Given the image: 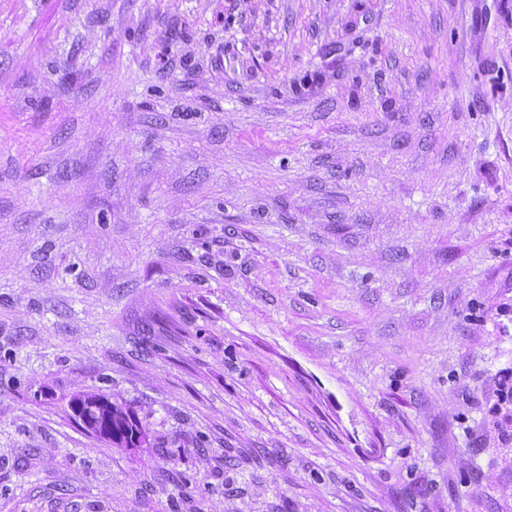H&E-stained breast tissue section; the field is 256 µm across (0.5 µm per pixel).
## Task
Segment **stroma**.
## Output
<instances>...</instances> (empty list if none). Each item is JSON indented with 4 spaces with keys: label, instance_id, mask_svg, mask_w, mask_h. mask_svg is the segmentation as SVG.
Here are the masks:
<instances>
[{
    "label": "stroma",
    "instance_id": "stroma-1",
    "mask_svg": "<svg viewBox=\"0 0 512 512\" xmlns=\"http://www.w3.org/2000/svg\"><path fill=\"white\" fill-rule=\"evenodd\" d=\"M511 388L512 0H0V512H512ZM75 416L88 432L102 431L113 437L115 429L112 422V405L104 400L77 402L74 405Z\"/></svg>",
    "mask_w": 512,
    "mask_h": 512
}]
</instances>
